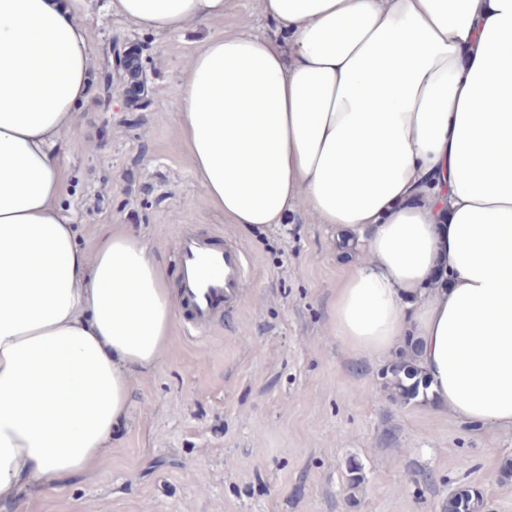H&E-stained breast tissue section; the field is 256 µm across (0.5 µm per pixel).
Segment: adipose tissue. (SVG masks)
<instances>
[{
	"mask_svg": "<svg viewBox=\"0 0 512 512\" xmlns=\"http://www.w3.org/2000/svg\"><path fill=\"white\" fill-rule=\"evenodd\" d=\"M227 0H110L142 30ZM184 65L175 137L231 224L301 211L366 257L326 307L349 352L414 337L435 406L512 431V0H261ZM70 0H0V507L101 469L177 304L125 232L79 248L56 147L89 89ZM490 101V111L480 104Z\"/></svg>",
	"mask_w": 512,
	"mask_h": 512,
	"instance_id": "1",
	"label": "adipose tissue"
}]
</instances>
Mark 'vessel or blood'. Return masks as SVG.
<instances>
[{
	"label": "vessel or blood",
	"mask_w": 512,
	"mask_h": 512,
	"mask_svg": "<svg viewBox=\"0 0 512 512\" xmlns=\"http://www.w3.org/2000/svg\"><path fill=\"white\" fill-rule=\"evenodd\" d=\"M173 268L177 297L188 312L186 327L201 333L239 300L248 257L234 241L217 245L200 232L186 230L179 235Z\"/></svg>",
	"instance_id": "vessel-or-blood-1"
}]
</instances>
